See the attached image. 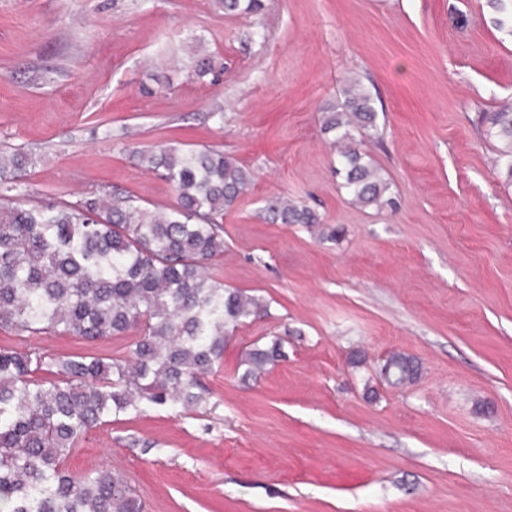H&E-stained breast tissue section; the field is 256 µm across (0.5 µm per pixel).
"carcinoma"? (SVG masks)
<instances>
[{
  "label": "carcinoma",
  "mask_w": 512,
  "mask_h": 512,
  "mask_svg": "<svg viewBox=\"0 0 512 512\" xmlns=\"http://www.w3.org/2000/svg\"><path fill=\"white\" fill-rule=\"evenodd\" d=\"M512 33V0H490ZM224 13L252 16L263 0H219ZM503 142L498 163L512 176V111L494 112ZM336 133V177L363 207L393 204L391 183L356 146L378 131L372 95L354 78L343 100L323 113ZM169 181L176 203L148 209L130 197L90 193L75 202L21 207L29 158L0 153V329L29 336L74 335L95 342L137 330L127 357H53L37 347H0V506L6 512H143L127 480L99 469L81 476L65 461L83 437L110 419L148 405L192 410L200 376L224 359L229 330L267 313L255 295L226 288L208 268L224 253V212L252 174L214 149L163 147L136 153ZM281 224L320 223L286 197L264 209ZM285 357L282 341L250 349L243 377H258ZM45 371L48 376L37 378ZM412 357L394 352L380 368L392 387L411 384Z\"/></svg>",
  "instance_id": "obj_1"
}]
</instances>
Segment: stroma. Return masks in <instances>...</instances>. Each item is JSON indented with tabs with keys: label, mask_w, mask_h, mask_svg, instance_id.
<instances>
[{
	"label": "stroma",
	"mask_w": 512,
	"mask_h": 512,
	"mask_svg": "<svg viewBox=\"0 0 512 512\" xmlns=\"http://www.w3.org/2000/svg\"><path fill=\"white\" fill-rule=\"evenodd\" d=\"M488 0H0V152L32 163L15 203L91 193L155 208L172 185L133 149L211 148L252 184L224 215L210 275L261 297L194 410L153 406L90 430L70 472L124 474L143 512H512V175L490 117L512 106V36ZM211 73L195 71L199 53ZM360 79L379 136L358 148L395 208L355 204L321 116ZM314 209L324 240L273 224ZM280 338L258 378L241 364ZM0 330V346L120 359ZM395 351L416 381L379 370ZM226 14L252 16L264 9L263 0H219ZM263 211L272 222L280 224H320L314 210L287 197L270 199ZM415 361L409 355L393 352L380 368V375L392 387H405L411 384L416 376Z\"/></svg>",
	"instance_id": "35a3bbf8"
}]
</instances>
